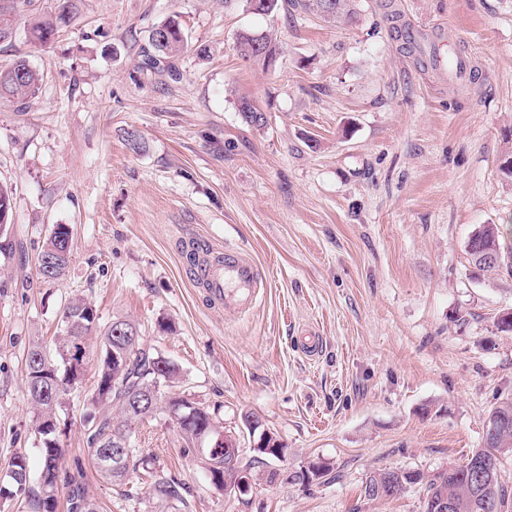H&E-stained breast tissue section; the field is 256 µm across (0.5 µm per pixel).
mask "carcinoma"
Here are the masks:
<instances>
[{
  "label": "carcinoma",
  "mask_w": 512,
  "mask_h": 512,
  "mask_svg": "<svg viewBox=\"0 0 512 512\" xmlns=\"http://www.w3.org/2000/svg\"><path fill=\"white\" fill-rule=\"evenodd\" d=\"M82 0H55L54 11L48 15L36 14L25 26L28 42L45 46L57 32L71 24L80 8ZM260 9L265 16L277 14L289 6L299 12L315 14L326 21H338L353 14V0H329L330 9H316L317 0H259ZM19 0H0V33L3 29L17 31V13ZM149 49L144 51L137 62L142 72L160 70L162 62H168L166 71L178 76L175 60L187 48L188 38L179 16L174 14L154 26L148 36ZM238 53L246 60H258L270 66L271 59L277 56L278 48L266 34L242 32L237 37ZM40 74L24 58L17 59L10 67L0 68V100L22 102L34 96L41 85ZM237 110L242 120L255 128L265 125L264 112L250 99L241 98ZM126 147L134 154H142L147 144L135 129L125 128L120 132ZM13 216V191L0 185V237L11 226ZM62 231L49 235L43 242L36 258L37 277L44 283H56L63 279L69 267L72 254L58 258L53 271L42 270L41 258L59 248L60 237L68 236ZM512 236V225L500 228L497 224H485L470 237L467 252L476 273L492 271L505 266L512 268V246L504 243L502 237ZM80 319L85 324V336L93 329L101 328L99 346L96 352L97 387L89 402L102 410L88 416V425L84 426V448L82 455L73 459L71 466L63 465V449L57 428L50 432H41V468L38 474L39 491L30 488L31 475L27 458L22 454L14 455L8 462L6 479L0 481V499L13 500L23 498L31 512H57L59 490H64L65 512H98V505L89 494L85 478L86 468L93 467L98 478L105 484L121 488L122 495L131 498L137 495L138 487L132 482V476L144 474L151 478L149 489L152 498L158 503L176 509L188 507L184 497L183 484L172 478L154 473L155 459L145 456L132 444V434L136 426L158 420L171 403V392L180 388V371L176 364L168 359L161 361L159 353L142 342L138 326L130 320H114L100 325V317L95 307L80 298L70 300L63 310L57 325L55 343V363L66 367L65 354L69 350V321ZM121 354L119 360H113L112 352ZM81 383L80 375L64 373L59 378L57 390L42 393L38 380L26 373L25 388L36 416L35 427L59 422L60 414L67 411L65 397L70 387ZM488 417L497 423V432L481 446L472 451L466 461L460 465L441 469L433 474L419 470L402 468H383L376 470L381 475L385 492H379L372 483L374 478L362 485L361 496L367 501L395 498L409 489L424 488V512H442L441 504L454 500L455 512H507L508 500L500 485L499 477L502 457L512 451V396L496 401L488 411ZM177 428L182 444V454H194L192 435L197 430L219 423L216 411L202 403L191 421L172 420ZM129 441L131 454L124 457L122 464L114 468L103 461L106 451L114 448L120 440ZM238 470L224 468V450L213 457V466L207 479L214 490L224 489V482L234 481L237 471H248L254 484L263 482L272 484L271 473L252 470L251 464L237 459ZM311 462L287 469V475L280 480L283 485L321 483V479L334 470L328 464L319 474L310 470Z\"/></svg>",
  "instance_id": "cac0c4a2"
}]
</instances>
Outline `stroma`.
<instances>
[{
	"label": "stroma",
	"instance_id": "stroma-1",
	"mask_svg": "<svg viewBox=\"0 0 512 512\" xmlns=\"http://www.w3.org/2000/svg\"><path fill=\"white\" fill-rule=\"evenodd\" d=\"M179 15L189 48L179 79L140 72L150 28ZM415 27V44L392 25ZM271 34L275 67L243 60L237 36ZM458 41L475 63L459 80L430 56ZM210 50L199 56L197 46ZM26 58L42 82L25 104L0 103V183L14 189L0 252V469L41 457L29 434V346L51 345L65 304L139 323L176 363L186 394L219 405L226 431L254 452L241 417L256 414L288 462L333 463L338 480L219 495L176 428L138 427L157 469L190 489L184 512H421L422 494L367 501L385 467L427 473L480 447L496 398L512 394V273L474 275L466 244L512 220L500 170L512 132V0H357L327 23L252 14L245 0H85L53 43L17 33L0 68ZM249 98L264 127L237 110ZM136 129L145 153L118 131ZM69 225L74 254L59 283L35 261ZM239 249L263 285L250 308L218 309L191 280L188 238ZM319 338L307 352V335ZM95 375L70 395L65 460L82 452ZM103 512H160L88 477Z\"/></svg>",
	"mask_w": 512,
	"mask_h": 512
}]
</instances>
